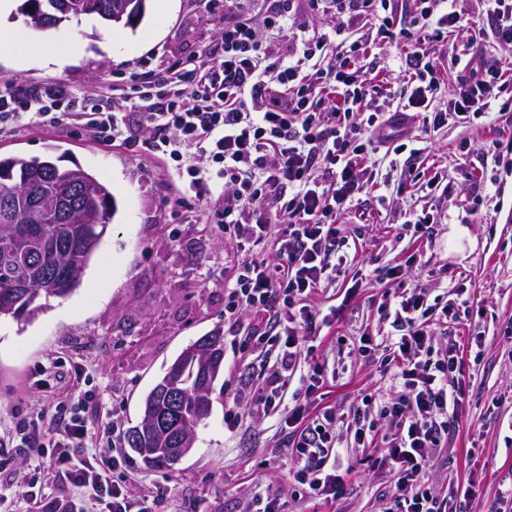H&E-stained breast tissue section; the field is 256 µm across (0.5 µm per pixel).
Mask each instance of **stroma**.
<instances>
[{"label": "stroma", "mask_w": 512, "mask_h": 512, "mask_svg": "<svg viewBox=\"0 0 512 512\" xmlns=\"http://www.w3.org/2000/svg\"><path fill=\"white\" fill-rule=\"evenodd\" d=\"M235 10L260 23L271 4L150 0L132 29L85 19L47 31L31 27L18 5L8 20L38 53L24 62L0 49V86L61 82L74 96L93 99L125 74H160L176 59L220 45ZM342 19L334 0H300L273 48L287 53L303 27L340 43L348 38ZM467 41V30L458 29L426 44L444 75L443 94L455 86L451 58ZM402 44L383 39L367 61V75L404 98L411 88L401 74ZM59 56L65 65L56 64ZM416 139L419 152L405 148L376 162V183L341 218L337 251L346 256V269L312 299L328 324L313 342L324 383L309 405L314 412L332 407L343 443L353 448L342 499L316 506L292 496L291 440L277 415H263L255 405L254 386L275 369L277 349L225 336L224 398L198 426L190 452L171 471L147 467L130 451L121 454L118 474L135 480V494L148 496L151 512H244L258 487L280 493L286 512H381L393 478L368 459L382 455L387 421L370 411L367 448L354 447L346 424L362 398L385 394L389 381L384 351L362 354L359 338L387 332L384 302L422 285L436 296L448 288L460 292L462 303L448 320L449 343L464 351L472 340L482 343V357L466 378L464 406L448 417V447L433 459L429 480L436 488L470 489L466 512H500L512 475V180L502 205L482 198L495 191L493 157L512 143V117L494 110L417 131ZM13 155L81 167L110 188L117 212L70 295L51 300L30 321H0V433L15 434L20 418L36 417L71 391L84 402L92 452L108 460L113 433L139 422L143 397L177 356L201 337L223 334L224 280L238 257L235 244L211 222L224 202L212 200L194 222H183L168 205L171 178L161 161L118 142L99 143L75 124L1 131L0 158ZM437 175L445 188L433 184ZM422 212L435 218L423 233L408 222ZM56 362L66 381L44 387ZM243 372L250 385L241 383Z\"/></svg>", "instance_id": "obj_1"}]
</instances>
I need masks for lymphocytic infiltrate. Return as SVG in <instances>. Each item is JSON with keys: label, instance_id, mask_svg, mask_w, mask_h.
I'll return each instance as SVG.
<instances>
[{"label": "lymphocytic infiltrate", "instance_id": "f902f5d3", "mask_svg": "<svg viewBox=\"0 0 512 512\" xmlns=\"http://www.w3.org/2000/svg\"><path fill=\"white\" fill-rule=\"evenodd\" d=\"M409 23L416 32L404 54V72L413 92L402 106L365 75L366 49L350 43L338 63L311 69L326 36L305 41L301 53L272 55L270 31L284 30L289 12L268 16L257 26L236 13L224 25L220 50L200 52L191 61H175L170 76L145 89L76 101L61 83L28 93L0 88V125L35 119L86 122L100 142L123 141L133 153L147 152L168 163L182 185L171 207L195 220L213 197L224 207L214 213L236 242L268 241V256L243 259L224 284V333L249 331L257 340L280 347V366L264 381L257 402L263 413L284 410L283 422L297 439L293 472L307 495L335 504L345 474L337 460L336 415L324 408L309 416L307 407H284L290 373L301 369L320 331L312 295L332 274L329 257L336 251L339 216L355 194L368 185L367 160L395 141L410 140L417 128H439L449 118L467 119L487 111L493 95L512 109V61L485 63L479 22L457 12L452 0H411ZM464 28L467 51L458 56L457 92L445 108L436 97L444 83L426 59L433 34ZM192 67L194 88L179 78ZM150 130L146 141L133 133L135 123ZM207 155L211 166L197 168L193 154ZM429 289L419 287L384 306L391 330L381 342L391 365L390 398H363L354 410L355 438L364 442L365 412L379 407L389 433L381 463L393 478L395 492L384 512H461L455 489L437 492L426 473L430 460L448 445V408L465 397L462 378L467 363L455 347L435 352V332L428 320L434 307ZM253 324H244V314ZM85 411L58 404L50 420H27L21 440L29 454L53 452L54 467L67 483L48 499L45 512H81L80 499L101 500L109 512H134L125 480L96 470L84 445Z\"/></svg>", "mask_w": 512, "mask_h": 512}]
</instances>
